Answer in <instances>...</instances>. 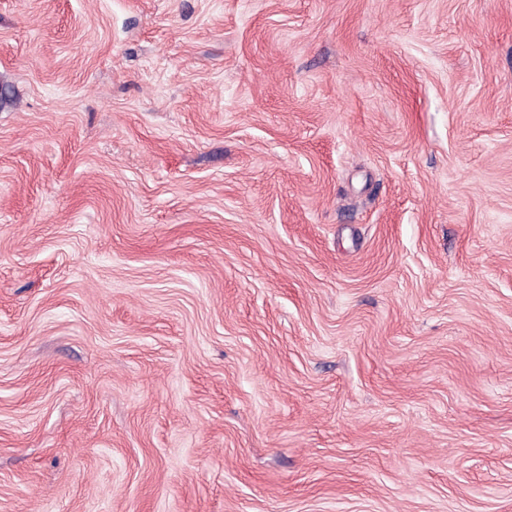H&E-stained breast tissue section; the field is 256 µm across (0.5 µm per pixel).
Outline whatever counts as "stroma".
I'll return each mask as SVG.
<instances>
[{
  "label": "stroma",
  "instance_id": "stroma-1",
  "mask_svg": "<svg viewBox=\"0 0 512 512\" xmlns=\"http://www.w3.org/2000/svg\"><path fill=\"white\" fill-rule=\"evenodd\" d=\"M0 512H512V0H0Z\"/></svg>",
  "mask_w": 512,
  "mask_h": 512
}]
</instances>
